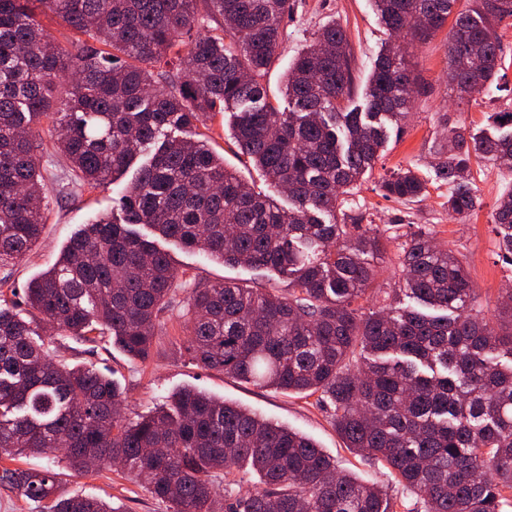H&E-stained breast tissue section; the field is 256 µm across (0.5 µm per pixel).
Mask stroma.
<instances>
[{"instance_id": "obj_1", "label": "stroma", "mask_w": 512, "mask_h": 512, "mask_svg": "<svg viewBox=\"0 0 512 512\" xmlns=\"http://www.w3.org/2000/svg\"><path fill=\"white\" fill-rule=\"evenodd\" d=\"M294 2V9L285 20L286 38L278 51V59L265 78L270 99H282L284 73L305 41L320 26L334 21L346 30L352 49L354 94L350 105L363 108V93L373 62L390 39L371 0ZM498 31L506 76L498 85L463 102L448 86L445 32H437L413 50L410 67L418 78L420 89L412 108L401 126H388L386 143L371 174L366 175L344 205L348 215L358 218L361 228L372 225L391 238L386 253L371 261L375 280L368 308L386 305L388 290L397 285V237H407L419 231L430 233L437 245L458 252L481 297L487 319H496L497 298L503 288L512 286V254L499 249L498 228L491 221L499 197L512 191V166L485 162L473 165L470 178L480 206L467 217L448 212L444 205L448 185L437 175L438 163L448 151L451 128H459L468 134L490 135L497 131L492 113L512 111V18L504 19ZM206 125L211 145L223 155L225 165L245 179L257 180L258 173L252 162L234 147L227 121L218 115L207 120ZM40 167L52 192L41 239L23 259L0 263V279L7 280L18 292L31 277L53 266L62 248L81 225L94 217L111 214L112 201L124 187L119 181L92 191L77 185L60 189L58 183L65 177L63 163L50 151L41 157ZM406 168L414 170L425 182L426 195L414 202L384 197L379 188L382 177ZM158 246L167 250L177 271L204 283L226 280L280 291L287 287L286 279L269 269L220 264L199 251L179 248L163 240ZM183 309L182 298H175L163 316V327L153 350L144 361L129 359L105 333H92L85 340L45 327L40 331V342L54 360L79 364L111 377L126 396L121 413L127 419H136L178 391L195 388L223 397L310 437L335 458L340 468L352 471L362 480L386 482V471L382 466L368 464L345 448L332 424L333 408L328 402L313 396L261 388L196 365L184 348ZM15 464L21 468H49L60 472V491L65 496L79 494L112 501L122 504L124 512H170L167 504L152 498L139 483L110 465L86 472L66 470L50 454L23 455Z\"/></svg>"}]
</instances>
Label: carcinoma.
<instances>
[{"instance_id":"obj_1","label":"carcinoma","mask_w":512,"mask_h":512,"mask_svg":"<svg viewBox=\"0 0 512 512\" xmlns=\"http://www.w3.org/2000/svg\"><path fill=\"white\" fill-rule=\"evenodd\" d=\"M372 5L399 41L376 58L365 111L346 105L351 46L333 22L291 62L285 112L263 80L293 0H0V263L22 258L41 236L46 144L91 189L142 161L117 200L122 217L85 225L24 288L30 320L0 300L1 459L62 448L68 467L85 471L95 455L119 463L171 512H399L402 500L336 468L309 437L205 392L184 389L128 421L112 379L54 363L33 341L38 321L78 338L100 323L145 360L161 314L185 288V350L198 364L330 402L346 447L382 464L424 512H501L512 495V289L505 323L495 326L481 315L463 261L421 231L400 244L399 292L430 312H367L368 258L384 253L387 238L372 228L352 235L343 206L383 147L378 119L409 112L414 42L451 24L448 85L463 100L503 69L494 24L512 17V0H474L459 11L456 0ZM40 14L86 40L71 48L54 41ZM205 17L218 31L193 33ZM70 75L65 111L54 112L52 93ZM218 113L230 114L235 146L288 194V207L224 166L196 131ZM498 119L497 136L454 133L438 164L456 215L479 204L464 176L473 158L512 160V112ZM380 189L405 201L426 193L409 169ZM492 221L512 254V192ZM137 226L226 265L272 267L288 279V294L226 282L190 288ZM243 462L261 487L226 511L213 473L230 475ZM58 476L4 467L0 485L41 512H122L100 499L59 497Z\"/></svg>"}]
</instances>
